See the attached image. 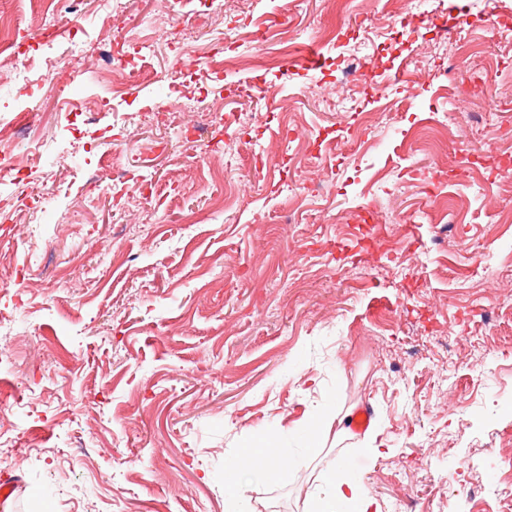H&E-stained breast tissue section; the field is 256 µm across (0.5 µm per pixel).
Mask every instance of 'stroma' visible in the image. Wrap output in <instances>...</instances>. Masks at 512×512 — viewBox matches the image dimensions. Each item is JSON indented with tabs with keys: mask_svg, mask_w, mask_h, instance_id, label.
Instances as JSON below:
<instances>
[{
	"mask_svg": "<svg viewBox=\"0 0 512 512\" xmlns=\"http://www.w3.org/2000/svg\"><path fill=\"white\" fill-rule=\"evenodd\" d=\"M121 2L106 29L100 0L20 24L38 70L72 37L143 21L155 46L120 94L75 61L62 93L89 113L72 128L55 97H38L14 143L38 146L48 182L0 226V474L18 481L0 512H306L333 465L380 512H499L480 489L512 468V308L478 317L471 255L501 268L498 293L512 298V226L495 224L512 190L459 165L512 153V108L466 121L486 94L512 101V52L487 22L512 0L341 13L336 0H224L219 16L212 0ZM285 10L288 38L312 50L288 80L251 64L268 50L257 30ZM367 12L384 33L372 45ZM443 25L479 46L461 88L441 74L455 54ZM332 27L341 39L324 41ZM354 47L373 53L386 93L344 89L336 59ZM230 54L240 65L218 69ZM403 68L422 83L415 99L393 81ZM182 96L257 118L241 132L191 111L178 136L155 105ZM384 105L395 120L357 151L363 113ZM436 113L454 118L438 154L413 137ZM432 186L462 208L453 247L434 251ZM369 211L370 224L336 221ZM379 236L390 253L370 254ZM365 404L378 457L365 434L336 437ZM313 415L314 452L301 433ZM258 433L281 444L282 478L251 471L226 493V465Z\"/></svg>",
	"mask_w": 512,
	"mask_h": 512,
	"instance_id": "35a3bbf8",
	"label": "stroma"
}]
</instances>
